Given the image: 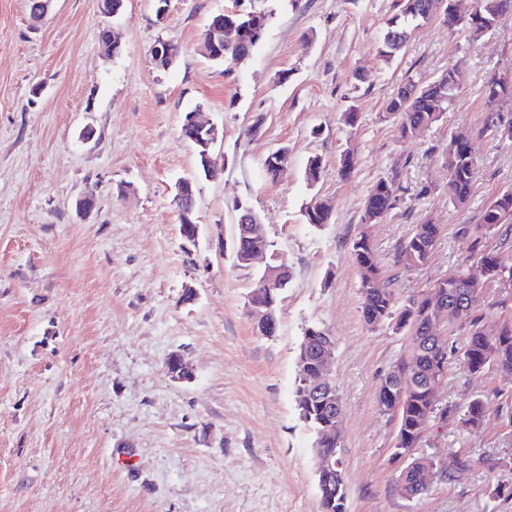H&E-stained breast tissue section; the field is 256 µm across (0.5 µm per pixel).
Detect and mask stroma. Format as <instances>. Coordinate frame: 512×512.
Wrapping results in <instances>:
<instances>
[{"instance_id":"1","label":"stroma","mask_w":512,"mask_h":512,"mask_svg":"<svg viewBox=\"0 0 512 512\" xmlns=\"http://www.w3.org/2000/svg\"><path fill=\"white\" fill-rule=\"evenodd\" d=\"M240 6L271 17L251 58L227 72L202 56L201 39L212 15ZM398 11L399 0H169L160 24L154 0H124L117 18L99 0H52L34 31L26 0H0V512H320L312 435L295 405L298 348L313 325L336 339L346 512H512L489 495L493 480L512 482V377L466 373L462 332L421 449L440 473L420 499L399 494L397 430L376 390L413 344L365 324L350 249L368 231L401 301L461 262L479 272L460 229L512 189V141L481 132L483 84L512 70V15L477 40L429 21L387 64L379 41ZM106 29L120 43L113 56ZM161 39L181 49L167 69L151 55ZM453 66L465 82L440 121L406 139L397 120L382 121L407 78ZM197 105L223 129L215 154L226 163L199 182L192 245L173 197L196 173L180 128ZM352 105L353 132L342 120ZM459 130L475 163L462 205L448 197L442 161ZM281 146L288 165L265 180L263 160ZM348 146L358 163L344 178ZM315 156L322 175L311 184ZM393 169L392 210L361 226L371 186ZM87 196L95 206L84 214ZM315 196L333 205L317 230L300 214ZM239 201L292 270L271 337L249 313L254 272L232 258ZM425 221L440 227L436 250L404 270L398 246ZM480 304L484 332L497 333L512 320V285L484 284ZM174 353L191 380L169 376ZM476 398L484 426L470 434Z\"/></svg>"}]
</instances>
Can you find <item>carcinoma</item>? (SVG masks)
<instances>
[{
    "label": "carcinoma",
    "instance_id": "cac0c4a2",
    "mask_svg": "<svg viewBox=\"0 0 512 512\" xmlns=\"http://www.w3.org/2000/svg\"><path fill=\"white\" fill-rule=\"evenodd\" d=\"M431 0H401L400 13L390 18L383 32L379 54L387 62L406 46L412 32L422 25V16L427 12ZM441 20L448 30L456 29L470 32L478 38L495 28L496 19L505 14L507 3L512 0H479L478 9L482 22L476 16L460 8L459 0H444ZM270 13L267 11L234 10L224 12V22L236 25L230 40L224 35V42L219 44L220 52L205 55L215 65H239L244 56H252L267 29ZM495 75H490L482 89V100L486 117L481 133L490 134L501 140H512V121H504L502 108L512 102V89L496 91ZM463 82V75L457 70H450L432 82L421 83L414 79L407 80V85L418 87V93L407 102L396 96L385 107V117L400 119L401 135H415L438 122ZM470 136L460 131L448 140L444 152L445 166L451 173L448 180V197L459 205L466 203L475 178L474 160L469 153ZM288 160V148L280 147L269 152L263 160V171L270 180L279 175V164ZM357 164L354 150L345 149L339 158V173L349 176ZM396 191V174L380 177L371 187L363 205L360 221H365L368 211L374 210L385 216L392 209V200ZM332 207L329 201L310 207L305 206L302 216L305 223L313 227H322L331 219ZM440 234L437 224L426 222L415 226L413 233L403 241L398 250V263L407 270L425 266L434 250ZM463 239L470 241L471 254L478 255L487 281L512 283V267L499 263L494 249L487 247V241L497 238L499 245L512 244V190L508 189L496 196L485 208L481 223L468 224L460 229ZM352 255L358 270L362 294L361 312L364 322L369 316L378 319V325L387 326L395 334H405L416 343L412 356L405 361L400 359L393 366L392 373L397 378L396 398L399 411L379 410L381 416L395 421L397 426L395 453L403 448H419L427 438L433 405L428 399L424 386V374L432 368L442 369L448 356V342L424 337L419 329L425 323L424 312L427 308L428 294L411 298L408 303L398 302L392 289L391 280L383 277L381 268L368 233L361 232L352 240ZM253 252L274 253V244L264 237H235L233 258ZM290 280L288 270L279 273L273 284L266 282V272L257 273L251 300L266 306L269 319L277 321V307L281 291ZM448 297L450 317L454 329L467 330L468 339L461 349L462 366L471 374H480L486 368L512 371V322L506 321L494 336L485 337L480 329L478 315L480 288L468 277V268L462 266L438 280L432 285ZM314 343L301 341L298 352V371L306 376H298L295 389V403L299 418L309 429L312 437L320 440L321 447L336 454L342 448L341 436L336 434L335 421L317 403L306 402L308 384L315 377L314 362L316 353ZM484 424V407L479 399L469 402L465 425L477 430ZM436 463L430 456H416L407 460L398 476L399 488L404 490L403 497L415 500L427 493L435 475Z\"/></svg>",
    "mask_w": 512,
    "mask_h": 512
}]
</instances>
